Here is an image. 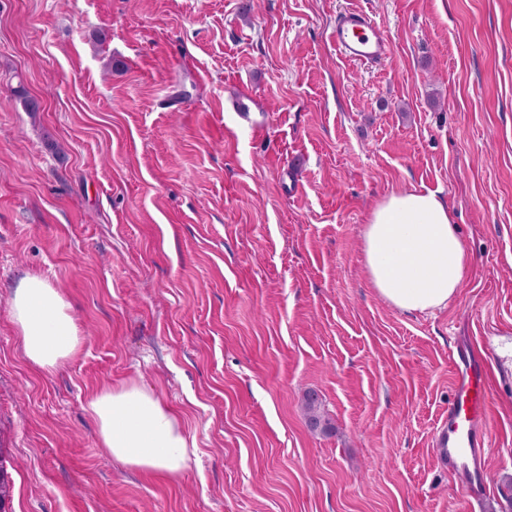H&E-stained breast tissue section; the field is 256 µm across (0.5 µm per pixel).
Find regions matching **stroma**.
<instances>
[{
	"label": "stroma",
	"instance_id": "1",
	"mask_svg": "<svg viewBox=\"0 0 512 512\" xmlns=\"http://www.w3.org/2000/svg\"><path fill=\"white\" fill-rule=\"evenodd\" d=\"M353 7L382 61L337 52ZM401 189L440 193L470 253L431 313L366 275L364 226ZM28 274L85 338L50 375L11 322ZM471 341L482 512H512V0H0V512H470L431 437ZM130 379L196 442L178 481L98 443L84 402ZM331 39L347 59L373 63L386 57L390 43L375 17L365 10H348L336 20ZM304 408L307 422L312 431H319L322 434H330L333 426L330 420L321 411V402L314 390L306 392L304 396Z\"/></svg>",
	"mask_w": 512,
	"mask_h": 512
}]
</instances>
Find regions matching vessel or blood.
<instances>
[{
    "instance_id": "obj_1",
    "label": "vessel or blood",
    "mask_w": 512,
    "mask_h": 512,
    "mask_svg": "<svg viewBox=\"0 0 512 512\" xmlns=\"http://www.w3.org/2000/svg\"><path fill=\"white\" fill-rule=\"evenodd\" d=\"M331 39L347 59L373 63L386 57L390 43L375 17L364 10H348L336 20ZM454 398L448 414L433 432L441 466L453 473L471 505L481 504L488 491L483 460L490 445L487 395L489 375L475 349H453Z\"/></svg>"
}]
</instances>
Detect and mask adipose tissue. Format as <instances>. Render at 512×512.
I'll return each mask as SVG.
<instances>
[{
  "label": "adipose tissue",
  "instance_id": "ef3b65f1",
  "mask_svg": "<svg viewBox=\"0 0 512 512\" xmlns=\"http://www.w3.org/2000/svg\"><path fill=\"white\" fill-rule=\"evenodd\" d=\"M363 253L372 288L406 314L446 307L470 264L453 212L434 191H397L380 201L363 231ZM11 321L27 361L46 373L63 367L83 342L70 303L38 275L14 289ZM84 410L101 447L123 467L175 480L196 454L177 412L136 381L95 391Z\"/></svg>",
  "mask_w": 512,
  "mask_h": 512
}]
</instances>
